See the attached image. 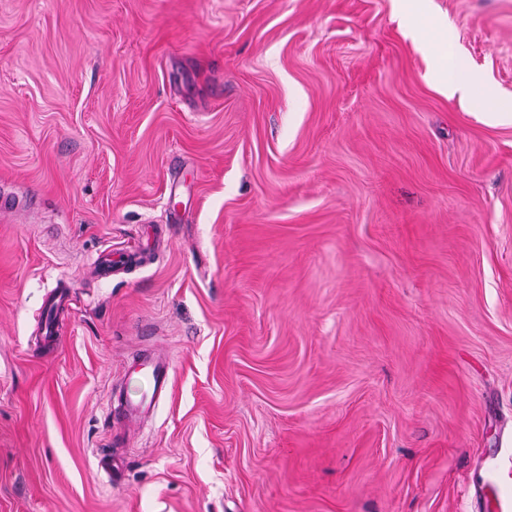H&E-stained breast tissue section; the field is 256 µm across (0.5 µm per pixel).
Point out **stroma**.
Masks as SVG:
<instances>
[{
    "label": "stroma",
    "instance_id": "1",
    "mask_svg": "<svg viewBox=\"0 0 512 512\" xmlns=\"http://www.w3.org/2000/svg\"><path fill=\"white\" fill-rule=\"evenodd\" d=\"M486 90L512 0H0V512H478L512 468ZM149 346L173 395L128 435ZM483 497L492 512L512 511V469L506 471L494 461L486 462L484 479L475 490Z\"/></svg>",
    "mask_w": 512,
    "mask_h": 512
}]
</instances>
